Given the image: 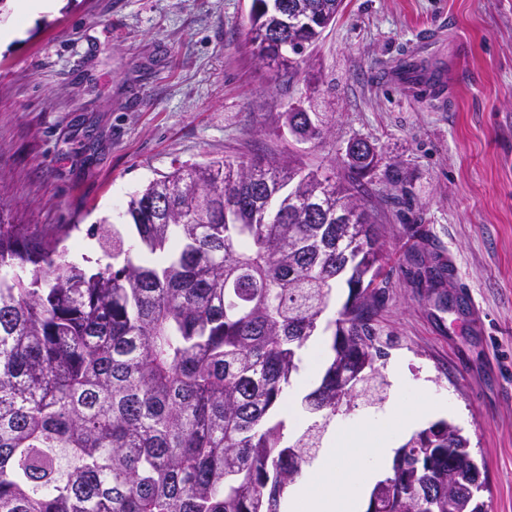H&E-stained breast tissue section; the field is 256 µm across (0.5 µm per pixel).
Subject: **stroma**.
Wrapping results in <instances>:
<instances>
[{
    "label": "stroma",
    "instance_id": "1",
    "mask_svg": "<svg viewBox=\"0 0 512 512\" xmlns=\"http://www.w3.org/2000/svg\"><path fill=\"white\" fill-rule=\"evenodd\" d=\"M251 0H64L0 46V215L73 224L67 257H101L87 229L131 194L212 160L300 159L343 180L355 139L374 148L389 342L385 413L408 393L422 426L462 428L483 461L487 512H512V0H343L295 78L247 45ZM444 74L437 99L398 73ZM320 112L301 142L290 106ZM450 262L441 291L426 266ZM480 318H473V309Z\"/></svg>",
    "mask_w": 512,
    "mask_h": 512
}]
</instances>
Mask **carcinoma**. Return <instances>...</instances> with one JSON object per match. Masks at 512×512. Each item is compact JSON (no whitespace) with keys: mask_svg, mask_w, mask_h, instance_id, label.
<instances>
[{"mask_svg":"<svg viewBox=\"0 0 512 512\" xmlns=\"http://www.w3.org/2000/svg\"><path fill=\"white\" fill-rule=\"evenodd\" d=\"M315 29L270 36L282 6ZM341 0H252L247 43L298 56ZM368 153L336 182L275 158L179 168L95 224L105 266L66 259L77 224L0 214V512H280L285 489L355 401L384 400L375 336L386 280ZM351 224L336 223V209ZM331 355L292 442L272 413L335 288ZM461 429L439 421L395 452L373 512H483Z\"/></svg>","mask_w":512,"mask_h":512,"instance_id":"1","label":"carcinoma"}]
</instances>
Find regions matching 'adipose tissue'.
Listing matches in <instances>:
<instances>
[{
  "label": "adipose tissue",
  "instance_id": "ef3b65f1",
  "mask_svg": "<svg viewBox=\"0 0 512 512\" xmlns=\"http://www.w3.org/2000/svg\"><path fill=\"white\" fill-rule=\"evenodd\" d=\"M420 418L417 412L398 417L389 411L344 428L314 470L292 487L288 512H359L363 478L385 464Z\"/></svg>",
  "mask_w": 512,
  "mask_h": 512
}]
</instances>
